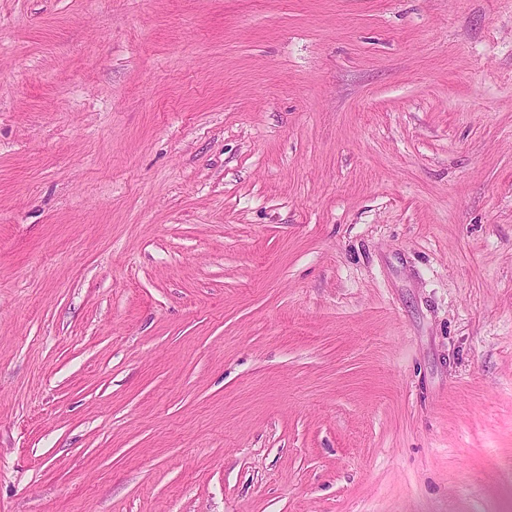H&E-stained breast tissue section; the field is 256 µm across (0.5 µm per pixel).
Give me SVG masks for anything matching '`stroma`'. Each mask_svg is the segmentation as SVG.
I'll return each mask as SVG.
<instances>
[{"instance_id":"stroma-1","label":"stroma","mask_w":512,"mask_h":512,"mask_svg":"<svg viewBox=\"0 0 512 512\" xmlns=\"http://www.w3.org/2000/svg\"><path fill=\"white\" fill-rule=\"evenodd\" d=\"M0 512H512V0H0Z\"/></svg>"}]
</instances>
